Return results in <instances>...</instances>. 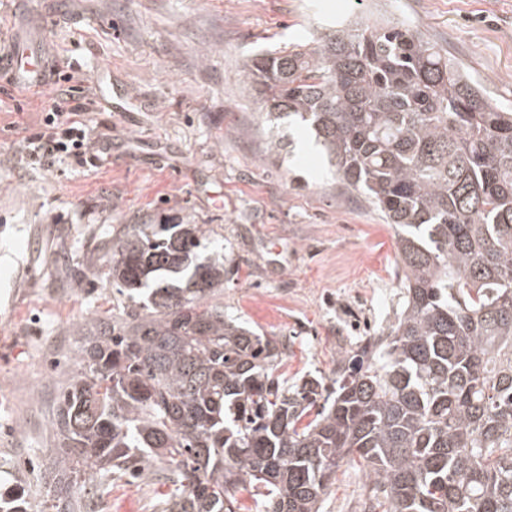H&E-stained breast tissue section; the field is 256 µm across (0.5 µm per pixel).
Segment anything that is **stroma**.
<instances>
[{"label":"stroma","instance_id":"35a3bbf8","mask_svg":"<svg viewBox=\"0 0 512 512\" xmlns=\"http://www.w3.org/2000/svg\"><path fill=\"white\" fill-rule=\"evenodd\" d=\"M416 26L512 111V0H0V34L39 37L38 93H0V493L42 488L60 388L80 371L72 328L121 310L103 245L138 224H200L224 255L225 315L285 341L279 370L332 384L341 356L399 309L395 231L331 173L312 130L283 127L288 159L243 81L248 55L303 42L313 15ZM108 150L98 165L17 163L23 133L53 107L64 74ZM366 478L342 465L323 512H361ZM95 512H161L146 475L87 481Z\"/></svg>","mask_w":512,"mask_h":512}]
</instances>
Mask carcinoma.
Listing matches in <instances>:
<instances>
[{"label":"carcinoma","instance_id":"1","mask_svg":"<svg viewBox=\"0 0 512 512\" xmlns=\"http://www.w3.org/2000/svg\"><path fill=\"white\" fill-rule=\"evenodd\" d=\"M244 79L270 129L310 127L395 227L394 322L333 387L291 382L276 339L211 303L224 259L202 225L127 232L103 273L122 313L73 329L48 490L0 512H86L87 472L145 463L162 512H241L247 487L255 512H320L344 462L373 485L363 512H512V112L393 20L255 53Z\"/></svg>","mask_w":512,"mask_h":512}]
</instances>
